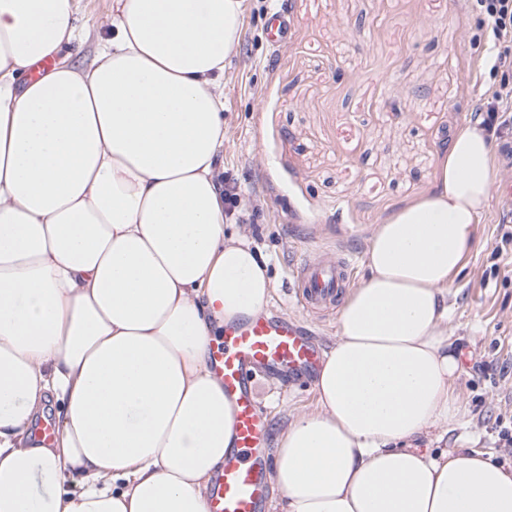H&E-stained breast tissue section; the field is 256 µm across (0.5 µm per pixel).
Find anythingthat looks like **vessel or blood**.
I'll use <instances>...</instances> for the list:
<instances>
[{
    "label": "vessel or blood",
    "instance_id": "1",
    "mask_svg": "<svg viewBox=\"0 0 512 512\" xmlns=\"http://www.w3.org/2000/svg\"><path fill=\"white\" fill-rule=\"evenodd\" d=\"M346 258L304 261L293 293L304 310L333 311L348 285ZM320 353L295 319L261 313L226 325L214 342L211 367L236 403V450L224 461L209 492V512H261L272 474L265 459L269 425L264 408L248 387L254 376L271 377L312 370Z\"/></svg>",
    "mask_w": 512,
    "mask_h": 512
}]
</instances>
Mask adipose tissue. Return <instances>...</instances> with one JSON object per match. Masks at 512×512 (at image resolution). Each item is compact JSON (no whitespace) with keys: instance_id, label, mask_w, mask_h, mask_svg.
<instances>
[{"instance_id":"obj_1","label":"adipose tissue","mask_w":512,"mask_h":512,"mask_svg":"<svg viewBox=\"0 0 512 512\" xmlns=\"http://www.w3.org/2000/svg\"><path fill=\"white\" fill-rule=\"evenodd\" d=\"M78 2L0 0V512H208L235 439L211 343L271 292L224 236L243 0H114L87 68L63 56ZM494 181L467 124L434 191L376 226L318 407L277 441L274 512H512V467L417 445L464 410L448 286ZM50 403L57 437L32 445Z\"/></svg>"}]
</instances>
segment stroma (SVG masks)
<instances>
[{"mask_svg": "<svg viewBox=\"0 0 512 512\" xmlns=\"http://www.w3.org/2000/svg\"><path fill=\"white\" fill-rule=\"evenodd\" d=\"M113 0H81L71 64L89 66ZM288 39L272 47L273 12ZM491 33L468 0H245L240 45L224 67V175L241 194L225 231L245 236L273 281L269 309L302 323L323 349L336 316L319 319L290 295L304 260L343 254L360 284L376 225L434 187L454 130L512 67L491 69ZM512 208L489 198L476 245L448 289L449 332L465 368L463 416L439 447L476 449L512 465ZM256 389L281 432L313 411L311 380L261 379Z\"/></svg>", "mask_w": 512, "mask_h": 512, "instance_id": "obj_1", "label": "stroma"}]
</instances>
